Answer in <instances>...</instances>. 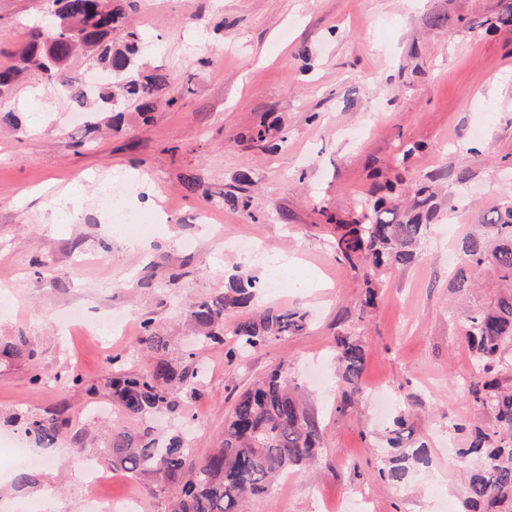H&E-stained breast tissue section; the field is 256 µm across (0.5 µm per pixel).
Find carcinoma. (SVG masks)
Instances as JSON below:
<instances>
[{"instance_id":"obj_1","label":"carcinoma","mask_w":512,"mask_h":512,"mask_svg":"<svg viewBox=\"0 0 512 512\" xmlns=\"http://www.w3.org/2000/svg\"><path fill=\"white\" fill-rule=\"evenodd\" d=\"M49 2L47 22L63 25L73 34L51 39L44 25L32 28L13 53L14 62L0 64V106L6 104L25 70L38 73L49 85L68 87L71 98L83 105L87 93L66 74L67 65L80 53L112 73V83L97 93L103 110L112 112V129H120L124 105L134 107L147 121L159 103L173 106L178 102V91L166 74L156 70L143 75L139 70L144 39L127 13L136 0ZM275 131L279 128L261 123L242 139L264 149ZM402 185L399 179L378 185L365 201L363 219L335 224L337 254L352 269L363 270L367 307L374 305L378 296L377 271L414 262L435 213V195L428 186L417 189L411 203L399 209L393 198L402 192ZM460 251L467 263L492 268L504 284L495 300L471 311L465 323L471 358L484 374L469 384L468 392L480 409L493 415L494 425L475 428L465 447L458 449L461 461L479 458L483 462L477 470H466L460 512H512V386L500 381L512 375V356L507 355L512 350V205L482 217L462 240ZM259 288L256 277L238 274L231 277L224 292L192 303L187 316L200 332L196 342L224 343V315L249 306ZM305 325L306 313L288 309L269 310L257 319L240 321L225 356L239 360L303 331ZM142 328L147 335L140 343L156 354L153 367L130 374L117 355L111 359V387L113 406L145 418L164 409L174 411L178 391L192 398L200 396L201 377L199 371L167 357V341L150 332V322H144ZM336 346L334 385L342 396L336 411L345 414L362 393L364 349L349 334L337 337ZM11 422L43 448L53 447L69 424L58 412L14 417ZM405 425L404 415L394 418L386 447L381 449L385 466L379 468V475L384 479L403 482L414 469L429 463L425 446L413 447L404 440ZM323 437L317 419L291 393L288 373L280 365L256 379L240 396L224 421L217 446L202 460H191L190 448L181 435L162 441L150 425L113 432L109 452L112 465L149 478L157 491L181 487L169 512H241L246 495L267 493L288 470L317 459Z\"/></svg>"}]
</instances>
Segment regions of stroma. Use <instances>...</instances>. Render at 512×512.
<instances>
[{"mask_svg":"<svg viewBox=\"0 0 512 512\" xmlns=\"http://www.w3.org/2000/svg\"><path fill=\"white\" fill-rule=\"evenodd\" d=\"M47 8L48 0H0V63ZM503 14L504 0H139L131 22L149 41L148 65L170 75L180 102L146 123L127 114L119 133L71 124L69 94L23 73L9 105L26 130L0 129V289L12 296L0 301V341L24 339L25 353L0 360V434L17 432L6 415L59 407L69 429L40 469L0 457V512L32 501L40 512H90L89 459L112 474L103 496L137 492L143 512H167V494L114 467L107 450L113 429L139 424L111 409L110 359L122 354L130 372L151 366L153 352L138 343L147 319L170 356L192 350L212 367L199 398L148 420L163 434L191 426L193 460L214 448L239 395L278 366L324 430L319 463L290 470L241 512H335L364 499L379 512H458L462 473L448 452L467 436L448 423L494 422L468 393L475 369L464 323L498 288L490 268L471 267L477 287L458 300L450 282L461 259L449 257L448 240L512 201V24ZM272 119L284 141L244 142ZM131 171L127 208L143 224L128 229L93 177ZM243 172L249 182H239ZM397 176L409 195L433 183L437 213L414 263L385 270L366 309L363 279L338 260L325 217L361 218L362 200ZM231 196L249 197L250 209L230 206ZM205 210L223 225V241L197 223ZM130 236L147 249H130ZM188 239L197 249L185 248ZM250 239L262 255L239 250ZM241 272L264 287L254 306L225 317V334L267 308L307 314L302 332L244 363L228 361L222 345L194 347L187 318L189 303ZM277 278L273 298L266 284ZM115 311L131 319L126 335L86 336ZM75 314L86 329L63 331ZM343 333L365 351L359 410L344 415L332 360ZM75 373L81 384L71 383ZM377 383L386 386L383 411L369 391ZM401 409L442 482L428 473L402 484L380 478L385 428Z\"/></svg>","mask_w":512,"mask_h":512,"instance_id":"1","label":"stroma"}]
</instances>
